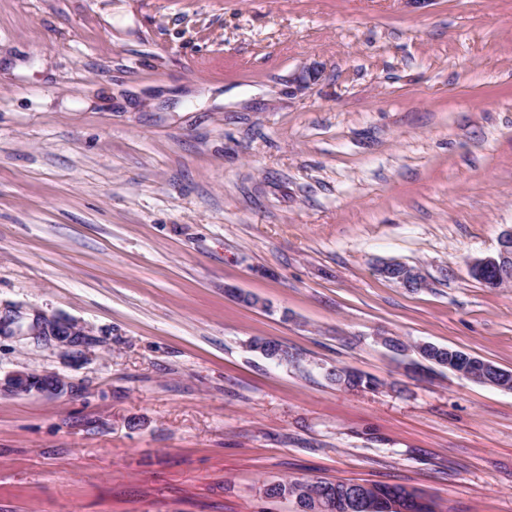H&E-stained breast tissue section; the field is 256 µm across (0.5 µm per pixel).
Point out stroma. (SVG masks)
<instances>
[{
	"mask_svg": "<svg viewBox=\"0 0 512 512\" xmlns=\"http://www.w3.org/2000/svg\"><path fill=\"white\" fill-rule=\"evenodd\" d=\"M510 230L512 0H0V380L69 384L0 392V512H512V391L406 372L512 371V283L468 269ZM380 273L386 277H394L403 288L409 290L423 288L425 280L418 269L395 261L386 262L379 268ZM43 333L54 336V338L69 347L76 346L82 341L84 332L73 324H55L44 322L42 325ZM328 379L331 382L336 383L337 386L343 387L344 389L351 390L356 386V382L353 378V373L350 372L349 369L345 368H334L328 373ZM379 381L373 379L371 377L361 375V386L359 385L357 388L353 390L367 389L374 391L379 386ZM33 376L26 373H16L12 376H10L5 384H2L0 381V390H2V387L7 389L13 394H22V393H28L31 390H37L42 392H58L62 391L66 384L63 380H60L59 378H56L55 384L51 386H35L32 387L33 384ZM328 484H330L334 495L337 494L339 497H344L350 487L351 482L326 481L323 483L322 481H280L277 482L276 485H273L270 488H266L265 494L268 498H292L295 500L298 507H300V509L302 508V512H314L308 510L312 509V505L315 502V499H318L322 496ZM349 499L342 501L336 498V504L330 500L321 499L315 503L317 510L336 512H429L431 501L417 491L405 488L397 497H380L372 499L360 489L350 492Z\"/></svg>",
	"mask_w": 512,
	"mask_h": 512,
	"instance_id": "stroma-1",
	"label": "stroma"
}]
</instances>
